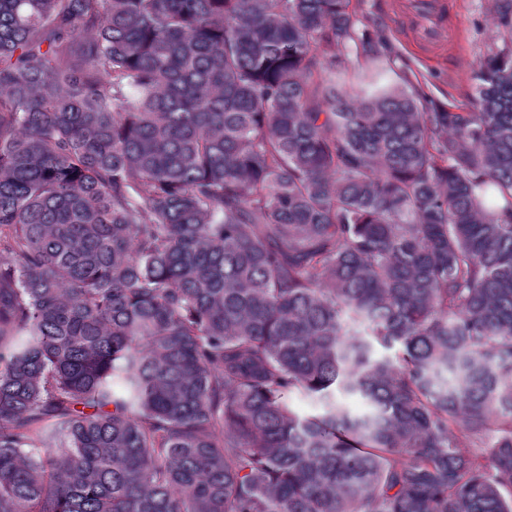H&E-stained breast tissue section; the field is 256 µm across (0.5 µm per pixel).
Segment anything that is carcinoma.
I'll list each match as a JSON object with an SVG mask.
<instances>
[{"mask_svg":"<svg viewBox=\"0 0 512 512\" xmlns=\"http://www.w3.org/2000/svg\"><path fill=\"white\" fill-rule=\"evenodd\" d=\"M359 6L0 0V512H512V0L469 112Z\"/></svg>","mask_w":512,"mask_h":512,"instance_id":"carcinoma-1","label":"carcinoma"}]
</instances>
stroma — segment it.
<instances>
[{"label":"stroma","mask_w":512,"mask_h":512,"mask_svg":"<svg viewBox=\"0 0 512 512\" xmlns=\"http://www.w3.org/2000/svg\"><path fill=\"white\" fill-rule=\"evenodd\" d=\"M399 0H361L360 11L391 47L388 79H410L432 99L468 110L473 71L499 42L490 0H447V32L443 44L428 48L406 34L399 23Z\"/></svg>","instance_id":"35a3bbf8"}]
</instances>
